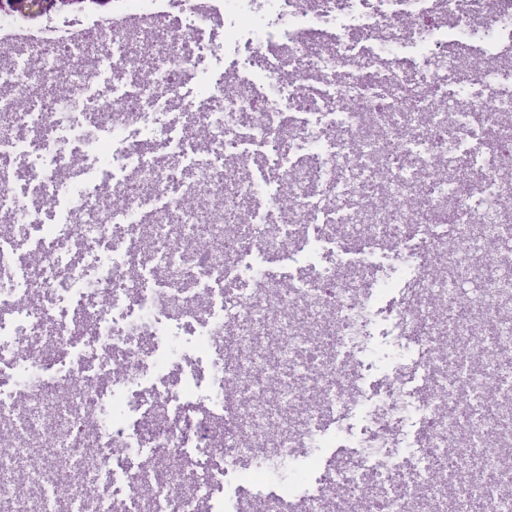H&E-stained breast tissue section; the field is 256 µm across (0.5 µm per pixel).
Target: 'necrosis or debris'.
Listing matches in <instances>:
<instances>
[{
    "label": "necrosis or debris",
    "mask_w": 512,
    "mask_h": 512,
    "mask_svg": "<svg viewBox=\"0 0 512 512\" xmlns=\"http://www.w3.org/2000/svg\"><path fill=\"white\" fill-rule=\"evenodd\" d=\"M174 4L185 22L146 66L113 32L114 95L85 69L32 113L56 70L14 71L0 125V512H240L246 485L269 481L306 512H472L511 488L512 395L482 413L488 446L462 444L457 414L512 353V0H223L225 43L250 35L264 72L266 47L283 44L292 77L262 93L204 86L189 115L184 76L209 11L127 0L144 16ZM464 9L488 25L460 23ZM397 27L429 65L420 76L388 63ZM467 143L488 156L483 174L453 165ZM332 195L341 225L318 226L306 276L270 277L261 261L287 256ZM396 241L375 286L341 279L344 255ZM463 276L477 295L460 297ZM407 277L422 286L395 330L422 381L393 375L370 396L363 340ZM447 302L451 330L432 315ZM356 413L359 461L342 478L299 458Z\"/></svg>",
    "instance_id": "4bbe7bcc"
}]
</instances>
